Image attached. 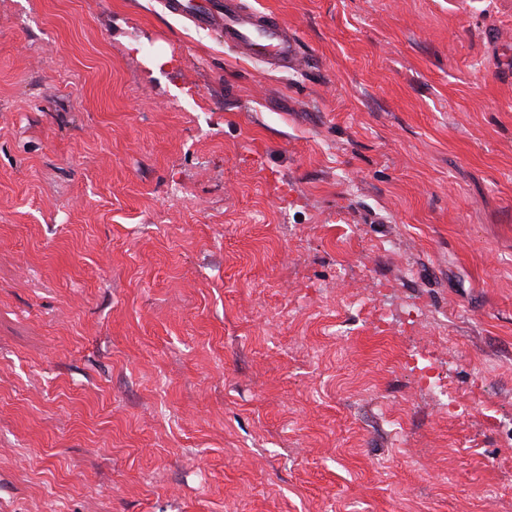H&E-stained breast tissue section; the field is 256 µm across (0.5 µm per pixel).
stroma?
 <instances>
[{
  "mask_svg": "<svg viewBox=\"0 0 512 512\" xmlns=\"http://www.w3.org/2000/svg\"><path fill=\"white\" fill-rule=\"evenodd\" d=\"M249 2L0 0V512H512V0ZM164 7L196 27L218 29L224 46L247 59L288 68L298 60L296 34L276 13L261 11L243 0H166Z\"/></svg>",
  "mask_w": 512,
  "mask_h": 512,
  "instance_id": "35a3bbf8",
  "label": "stroma"
}]
</instances>
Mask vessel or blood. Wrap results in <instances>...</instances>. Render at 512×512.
<instances>
[{"label": "vessel or blood", "mask_w": 512, "mask_h": 512, "mask_svg": "<svg viewBox=\"0 0 512 512\" xmlns=\"http://www.w3.org/2000/svg\"><path fill=\"white\" fill-rule=\"evenodd\" d=\"M165 8L200 28L220 30L225 47L248 59L285 68L298 59L296 34L276 13L246 0H165Z\"/></svg>", "instance_id": "1"}]
</instances>
